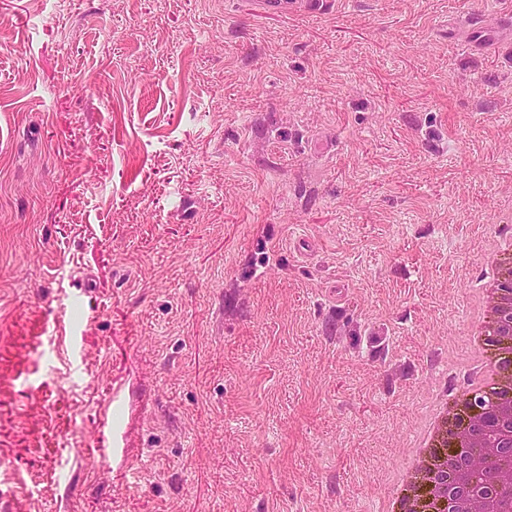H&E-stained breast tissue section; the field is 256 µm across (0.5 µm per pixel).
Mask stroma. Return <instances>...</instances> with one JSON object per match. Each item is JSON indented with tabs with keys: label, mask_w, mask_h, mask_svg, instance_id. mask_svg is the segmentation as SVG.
Instances as JSON below:
<instances>
[{
	"label": "stroma",
	"mask_w": 512,
	"mask_h": 512,
	"mask_svg": "<svg viewBox=\"0 0 512 512\" xmlns=\"http://www.w3.org/2000/svg\"><path fill=\"white\" fill-rule=\"evenodd\" d=\"M509 12L0 0V506L383 512L512 210V43L448 31ZM123 405L122 390L113 387L111 395L105 400L97 415V428L103 436L107 430L112 433V456L115 448H120V433L116 419Z\"/></svg>",
	"instance_id": "1"
}]
</instances>
